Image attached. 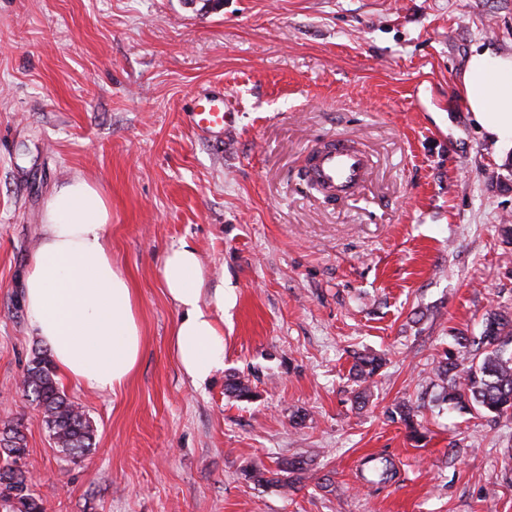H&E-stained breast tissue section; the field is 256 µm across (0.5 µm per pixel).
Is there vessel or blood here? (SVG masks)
<instances>
[{
  "label": "vessel or blood",
  "instance_id": "b4317fda",
  "mask_svg": "<svg viewBox=\"0 0 512 512\" xmlns=\"http://www.w3.org/2000/svg\"><path fill=\"white\" fill-rule=\"evenodd\" d=\"M196 126L216 141L228 132L225 124L224 100L208 96L193 111ZM371 168L367 152L352 137L339 136L314 146L308 154L306 171L309 179L324 197L342 200L364 187Z\"/></svg>",
  "mask_w": 512,
  "mask_h": 512
}]
</instances>
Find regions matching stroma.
<instances>
[{"label":"stroma","instance_id":"35a3bbf8","mask_svg":"<svg viewBox=\"0 0 512 512\" xmlns=\"http://www.w3.org/2000/svg\"><path fill=\"white\" fill-rule=\"evenodd\" d=\"M484 50L512 55V0H0V424L21 427L47 512H512V418L452 409L434 375L455 336L512 309V148L461 93ZM211 92L233 124L220 143L190 121ZM338 134L372 171L332 201L303 166ZM75 176L109 200L143 349L117 393L60 379L95 429L74 463L20 384L47 350L20 277ZM181 240L205 296L224 291V366L201 386L161 276ZM356 352L386 359L362 408ZM232 374L253 399L226 393ZM400 400L423 440L389 417ZM299 455L294 490L248 477Z\"/></svg>","mask_w":512,"mask_h":512}]
</instances>
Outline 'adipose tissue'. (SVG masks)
<instances>
[{
    "label": "adipose tissue",
    "instance_id": "ef3b65f1",
    "mask_svg": "<svg viewBox=\"0 0 512 512\" xmlns=\"http://www.w3.org/2000/svg\"><path fill=\"white\" fill-rule=\"evenodd\" d=\"M467 106L491 139H512V55L476 52L462 77ZM111 211L102 189L76 177L51 195L42 212L43 235L21 288L32 329L57 370L77 383L117 392L137 367L143 347L137 297L113 263L108 241ZM161 275L180 311L172 349L183 372L202 383L224 365V334L217 315L224 291L203 297L194 247L170 246Z\"/></svg>",
    "mask_w": 512,
    "mask_h": 512
}]
</instances>
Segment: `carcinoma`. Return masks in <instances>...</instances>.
<instances>
[{
	"instance_id": "cac0c4a2",
	"label": "carcinoma",
	"mask_w": 512,
	"mask_h": 512,
	"mask_svg": "<svg viewBox=\"0 0 512 512\" xmlns=\"http://www.w3.org/2000/svg\"><path fill=\"white\" fill-rule=\"evenodd\" d=\"M456 344L458 351L445 353L437 368L442 400L460 411L474 409L495 418L512 417V312L503 309L488 313L480 335L458 336ZM382 366L378 356L359 355L352 377L359 383H369ZM23 387L42 409L44 426L62 452L77 459L92 451V423L60 389L47 355L32 361L24 372ZM226 392L239 399L253 397L250 386L234 374L226 380ZM391 415L418 436L413 407L399 402ZM26 453V438L20 428L4 425L0 430V512H46L44 500L32 492L30 478L21 465ZM310 466V459L299 456L284 459L273 468H257L250 478L286 491L301 482Z\"/></svg>"
}]
</instances>
